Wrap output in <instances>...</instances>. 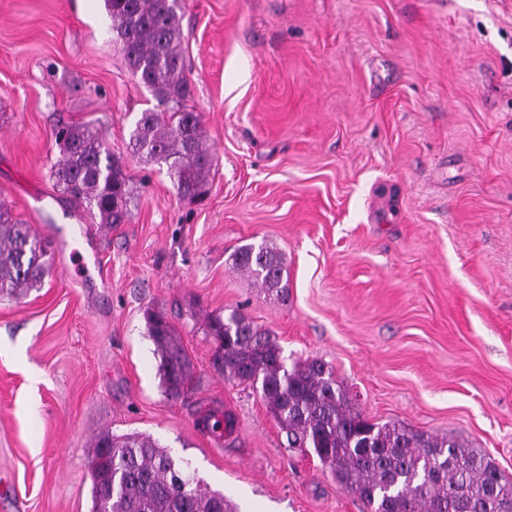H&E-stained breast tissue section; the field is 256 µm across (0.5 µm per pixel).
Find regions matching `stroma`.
I'll list each match as a JSON object with an SVG mask.
<instances>
[{
    "label": "stroma",
    "instance_id": "35a3bbf8",
    "mask_svg": "<svg viewBox=\"0 0 512 512\" xmlns=\"http://www.w3.org/2000/svg\"><path fill=\"white\" fill-rule=\"evenodd\" d=\"M180 25L214 159L195 201L131 153L157 102L105 0H0V205L82 253L99 241L98 264L49 250L41 283L0 300V512H91L105 432L151 435L237 512H363L215 368L207 322L233 310L288 362L330 364L367 418L457 437L512 477V0H186ZM64 123L122 161L126 223L52 179ZM263 242L287 299L231 266ZM149 309L191 359L180 397ZM224 411L218 446L202 421ZM147 334L158 355V375L164 393L177 397L192 382V364L173 325L160 312H146Z\"/></svg>",
    "mask_w": 512,
    "mask_h": 512
}]
</instances>
